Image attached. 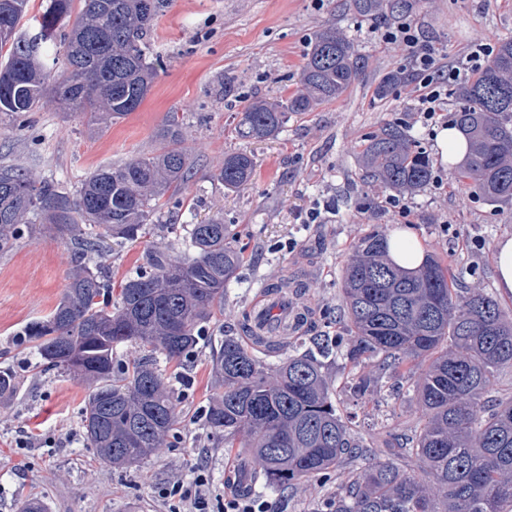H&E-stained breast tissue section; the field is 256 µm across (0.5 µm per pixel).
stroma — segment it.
<instances>
[{
	"instance_id": "35a3bbf8",
	"label": "stroma",
	"mask_w": 512,
	"mask_h": 512,
	"mask_svg": "<svg viewBox=\"0 0 512 512\" xmlns=\"http://www.w3.org/2000/svg\"><path fill=\"white\" fill-rule=\"evenodd\" d=\"M405 19L415 26L418 48L465 72L478 45L512 37V0H423L407 16L382 18L360 15L352 0H170L147 35L157 77L135 112L93 136L85 114L53 102L23 122L0 121V165L21 166L70 195L95 169L151 154L170 117L181 122L193 176L176 202L163 207L161 224L109 257L113 285L142 263L146 250L183 256L182 238L169 230L173 224L223 217L243 250V263L225 288L224 312L205 324L192 357L158 362L180 402L169 445L130 468L109 466L88 447L81 425L87 384L45 367L21 335L59 302L73 270V245L36 227L24 229L14 247L0 253V370L21 382L19 393L0 406V512H18L32 497L42 499L47 512H194L192 502L163 491L177 481L192 485L201 472L209 512H224V490L242 489L248 463L247 450L225 447L204 419L222 390L215 364L225 337L246 340L242 316L259 289L288 278L306 281L296 304L311 319L302 335L289 337L279 359L334 345L348 333L341 274L354 244L372 227L386 233L412 228L427 254L442 258L455 278L512 311V294L499 292L495 267L497 243L512 237V203L490 204L469 193L456 167L437 159L436 134L454 123L456 102L427 125L418 112L416 77L385 98L375 94L388 73L410 68L407 48L382 38ZM328 23L367 55L362 79L315 111L288 113L277 137L239 140L238 98L281 100L299 91L309 43ZM387 123L401 125L436 157L434 172L443 178L399 195L396 210L385 207L386 193L364 181L359 166L363 144ZM242 148L254 156L255 173L248 185L230 191L216 168L226 153ZM324 363L339 410L354 417L364 441L421 423L412 391L379 373L377 360L355 367L332 355ZM362 373L378 374L379 383L372 397L358 400L349 383ZM348 475L344 468L324 484L312 479L283 491L259 488L252 496L267 501L271 512H313Z\"/></svg>"
}]
</instances>
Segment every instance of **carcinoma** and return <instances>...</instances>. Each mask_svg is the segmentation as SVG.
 I'll use <instances>...</instances> for the list:
<instances>
[{
  "mask_svg": "<svg viewBox=\"0 0 512 512\" xmlns=\"http://www.w3.org/2000/svg\"><path fill=\"white\" fill-rule=\"evenodd\" d=\"M47 0L34 24L22 26L29 0H0V116L16 121L45 101L89 115L92 133L136 111L157 75L145 38L165 0ZM362 15L404 13L405 0H354ZM365 58L335 25L311 39L301 90L286 100L244 101L235 126L242 140L278 134L289 112H310L343 96L364 73ZM456 125L470 142L458 180L485 201H512V37L454 90ZM148 156L90 174L68 197L54 183L0 167V253L13 248L21 225L42 217L54 235L75 244L69 287L46 319L23 331L49 367L90 385L81 417L90 447L106 464L136 466L167 444L178 424V398L150 359L113 363L114 348L134 343L169 361L185 358L202 328L224 310V286L242 262L224 218L185 224L187 258L145 256L112 296L103 258L111 244L146 234L162 204L192 178L179 121L163 130ZM365 177L384 189L415 194L431 181L432 161L412 147L403 127L385 124L362 152ZM253 155L227 153L216 177L233 191L253 177ZM387 238L374 228L355 245L341 279L349 336L336 353L357 365L375 359L397 372L428 360L414 384L421 425L384 441L386 458L350 475L315 512H512V397L489 406L485 394L512 368V315L491 294L462 288L437 256L416 273L394 266ZM224 392L207 407V426L226 448H246L253 489H290L364 459L356 435L331 397L322 365L309 355L267 364L256 348L224 337L217 357ZM378 377L356 378L357 397ZM16 376L0 371V404L16 394ZM410 460L406 470L397 459Z\"/></svg>",
  "mask_w": 512,
  "mask_h": 512,
  "instance_id": "cac0c4a2",
  "label": "carcinoma"
}]
</instances>
